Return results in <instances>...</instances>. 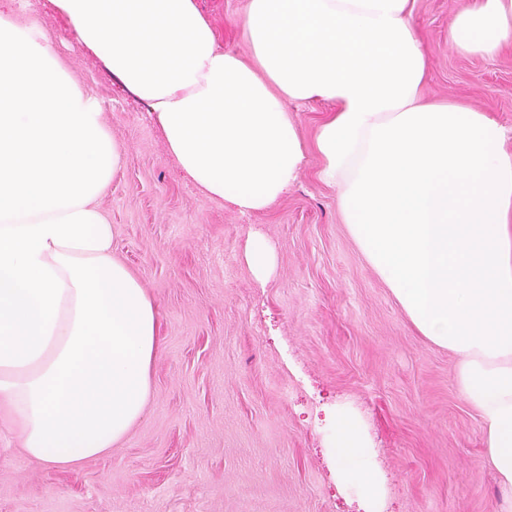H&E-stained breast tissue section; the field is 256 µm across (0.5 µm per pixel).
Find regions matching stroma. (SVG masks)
<instances>
[{"label":"stroma","instance_id":"35a3bbf8","mask_svg":"<svg viewBox=\"0 0 512 512\" xmlns=\"http://www.w3.org/2000/svg\"><path fill=\"white\" fill-rule=\"evenodd\" d=\"M463 2H415L425 95L490 113L511 152L512 49L458 52L448 21ZM247 4L197 0L225 50L241 55ZM13 16L104 106L124 164L97 205L161 327L145 412L109 455L50 468L0 421V512H360L327 449L326 413L339 404L368 431L384 512H512L482 461L480 418L458 392L455 356L413 329L320 178L324 106L289 104L305 147L300 175L270 208L243 215L180 171L145 101L49 0ZM256 234L277 258L264 282L244 260Z\"/></svg>","mask_w":512,"mask_h":512}]
</instances>
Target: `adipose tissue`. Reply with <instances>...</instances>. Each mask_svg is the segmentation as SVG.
Segmentation results:
<instances>
[{
	"mask_svg": "<svg viewBox=\"0 0 512 512\" xmlns=\"http://www.w3.org/2000/svg\"><path fill=\"white\" fill-rule=\"evenodd\" d=\"M415 0H249L248 56L196 0H51L145 97L182 171L241 213L297 179L292 103H324L317 148L344 224L421 336L458 360L485 460L512 493V153L489 113L423 97ZM463 53L512 48V0H470ZM123 153L47 40L0 9V416L28 457L79 469L142 417L159 308L112 254L96 205ZM336 479L381 512L357 411L336 406Z\"/></svg>",
	"mask_w": 512,
	"mask_h": 512,
	"instance_id": "obj_1",
	"label": "adipose tissue"
}]
</instances>
